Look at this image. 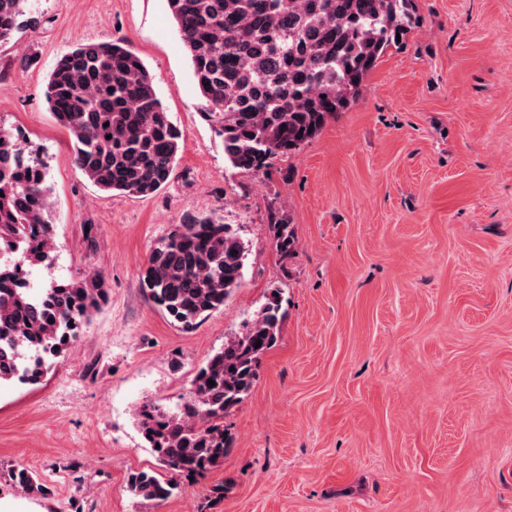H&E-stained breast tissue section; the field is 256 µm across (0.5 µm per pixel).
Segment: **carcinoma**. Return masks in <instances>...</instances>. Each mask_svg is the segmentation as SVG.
Here are the masks:
<instances>
[{
  "instance_id": "carcinoma-1",
  "label": "carcinoma",
  "mask_w": 512,
  "mask_h": 512,
  "mask_svg": "<svg viewBox=\"0 0 512 512\" xmlns=\"http://www.w3.org/2000/svg\"><path fill=\"white\" fill-rule=\"evenodd\" d=\"M28 0H0V43L20 29ZM199 91L204 119L234 168L259 171L312 141L345 109L385 50L406 32L411 0H167ZM45 97L74 141L77 167L104 192L146 197L169 181L181 133L141 59L120 41L77 44L60 56ZM43 159L25 153L0 126V242L23 255L12 274L0 265V384L35 383L64 356L106 301L101 273L49 281L35 301L6 282L22 267L48 265L57 246ZM284 253L296 248L290 225L273 223ZM247 247L222 216L188 213L152 249L144 284L172 323L189 330L242 284ZM280 292L201 366L174 409L135 407L139 431L168 470L138 471L129 492L163 500L175 476L203 475L224 462V416L252 389L260 357L278 340ZM261 345H256V342ZM215 382L211 386L208 381ZM33 496L46 488L27 468L9 471Z\"/></svg>"
}]
</instances>
